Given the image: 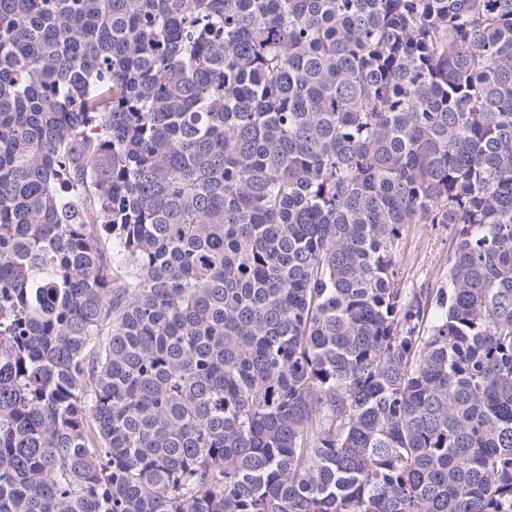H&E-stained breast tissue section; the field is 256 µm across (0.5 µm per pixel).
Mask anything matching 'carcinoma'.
<instances>
[{
	"mask_svg": "<svg viewBox=\"0 0 512 512\" xmlns=\"http://www.w3.org/2000/svg\"><path fill=\"white\" fill-rule=\"evenodd\" d=\"M0 512H512V0H0ZM448 224H412L400 242V287L448 288Z\"/></svg>",
	"mask_w": 512,
	"mask_h": 512,
	"instance_id": "obj_1",
	"label": "carcinoma"
}]
</instances>
